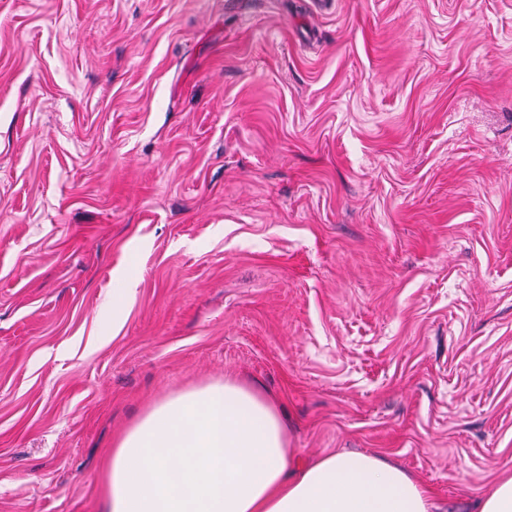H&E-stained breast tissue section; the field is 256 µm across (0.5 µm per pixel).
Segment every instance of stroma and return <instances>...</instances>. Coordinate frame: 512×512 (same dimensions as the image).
<instances>
[{"mask_svg":"<svg viewBox=\"0 0 512 512\" xmlns=\"http://www.w3.org/2000/svg\"><path fill=\"white\" fill-rule=\"evenodd\" d=\"M226 378L442 512L512 471V0H0V512Z\"/></svg>","mask_w":512,"mask_h":512,"instance_id":"1","label":"stroma"}]
</instances>
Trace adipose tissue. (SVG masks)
Here are the masks:
<instances>
[{"label": "adipose tissue", "instance_id": "adipose-tissue-1", "mask_svg": "<svg viewBox=\"0 0 512 512\" xmlns=\"http://www.w3.org/2000/svg\"><path fill=\"white\" fill-rule=\"evenodd\" d=\"M108 512H437L407 472L367 454L297 463L278 406L225 379L155 402L118 439Z\"/></svg>", "mask_w": 512, "mask_h": 512}]
</instances>
